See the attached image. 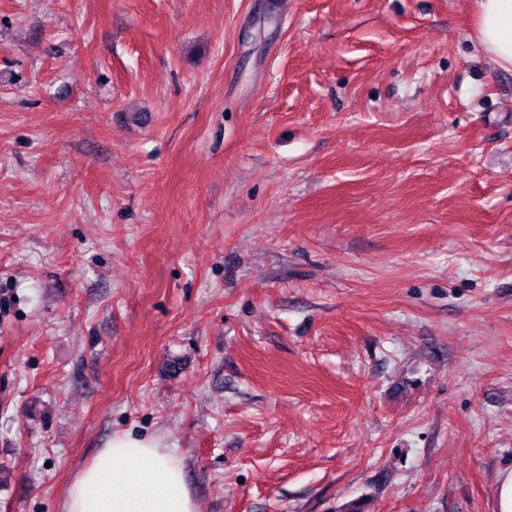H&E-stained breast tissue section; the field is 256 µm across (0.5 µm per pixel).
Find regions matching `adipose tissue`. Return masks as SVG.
I'll return each mask as SVG.
<instances>
[{
	"instance_id": "obj_1",
	"label": "adipose tissue",
	"mask_w": 512,
	"mask_h": 512,
	"mask_svg": "<svg viewBox=\"0 0 512 512\" xmlns=\"http://www.w3.org/2000/svg\"><path fill=\"white\" fill-rule=\"evenodd\" d=\"M472 37L512 70V0H477ZM61 512H197L181 460L156 436L117 434L75 478Z\"/></svg>"
}]
</instances>
